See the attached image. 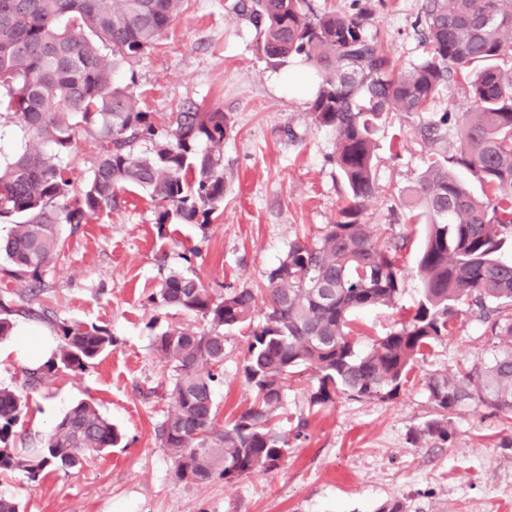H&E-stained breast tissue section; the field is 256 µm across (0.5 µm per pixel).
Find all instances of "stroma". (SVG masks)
<instances>
[{"mask_svg":"<svg viewBox=\"0 0 512 512\" xmlns=\"http://www.w3.org/2000/svg\"><path fill=\"white\" fill-rule=\"evenodd\" d=\"M228 0H187L155 49L118 73L133 83L159 124L188 105L217 109L234 125L224 140L230 191L210 224L158 227L148 195L118 194L113 208L87 223L61 225V255L44 281L40 301L60 320L106 326L112 351L79 375L27 386L28 366L14 338L0 340V387L23 391L29 409L17 443L36 446L79 400L95 401L122 434L118 447L81 468L32 480L21 471L0 476V496L21 512H380L400 501L405 512H512V418L481 403L458 408L451 445L414 433L432 418L425 382L458 365L489 361L495 345L486 324L461 318L452 334L416 362L411 380L393 400L342 398L312 406L308 374L292 375L277 432L289 435L288 453L275 470L227 484L179 480L174 457L161 448L157 426L172 409L173 371L152 352V338L167 323L193 328L194 315L151 306L148 293L170 272L194 277L215 296L259 290L266 274L304 232L333 223L343 185L332 161L335 135L314 124L307 86L319 77L304 68L276 81L275 69L256 51V32L228 13ZM374 29L386 38L395 63L412 68L422 48L412 24L422 0H372ZM457 86L444 87L434 112H392L374 135L376 188L362 219L379 243L406 239L403 293L396 306L354 312L359 350L410 318L420 297L417 258L425 227L411 221L412 193L433 151H454L459 130L449 124L429 143L420 130L448 103L462 102ZM102 146L95 132L78 130L71 195H80ZM246 339L233 331L224 350V376L214 388L218 421L246 410L253 392L242 377ZM302 436H295L298 421Z\"/></svg>","mask_w":512,"mask_h":512,"instance_id":"35a3bbf8","label":"stroma"}]
</instances>
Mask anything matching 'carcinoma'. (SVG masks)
Returning <instances> with one entry per match:
<instances>
[{
    "mask_svg": "<svg viewBox=\"0 0 512 512\" xmlns=\"http://www.w3.org/2000/svg\"><path fill=\"white\" fill-rule=\"evenodd\" d=\"M184 2L0 0V112L39 141L0 163V222L14 224L0 240V339L12 334L17 317L53 324L57 347L29 373L35 385L78 374L115 345L104 326L57 321L33 307L61 253L58 225L82 224L112 208L125 185L149 195L161 228L205 225L224 206L229 114L193 105L160 127L131 87L114 80L155 48ZM228 12L255 28L256 50L268 66L281 69L298 57L320 71L311 116L335 134L333 162L345 197L336 221L314 241L305 236L289 246L262 294L243 288L216 298L196 279L172 272L148 296L152 305L192 312L206 323L200 330L169 324L152 340L156 357L175 372V406L157 436L175 458L176 477L230 484L278 468L289 440L272 422L289 375L312 372L314 406L340 396L392 400L415 360L468 312L491 322L496 353L454 375L427 378L435 417L415 437L448 443V415L469 401L512 417V314H504L512 310V260L502 258L512 246V70L501 66L512 57V0H423L413 25L423 57L405 71L397 69L383 35L371 30L367 0L323 13L311 0H234ZM450 82L469 106L460 112L457 148L432 157L415 189L426 216L417 260L421 296L411 318L360 352L351 338L352 313L394 305L404 279L399 253L405 244H378L362 220L375 190V129L390 112L429 111ZM446 125L445 113L422 135L435 143ZM80 128L95 131L103 151L81 196L71 198L72 146ZM140 140L153 148L136 155L132 146ZM459 168L479 181L484 197L458 178ZM260 300L264 322L253 327ZM246 325L242 370L254 400L219 429L214 385L228 334ZM26 412L21 392L0 388L1 475L23 471L36 479L73 470L86 455L107 452L122 439L93 403L81 400L43 446L19 448L16 427Z\"/></svg>",
    "mask_w": 512,
    "mask_h": 512,
    "instance_id": "obj_1",
    "label": "carcinoma"
}]
</instances>
